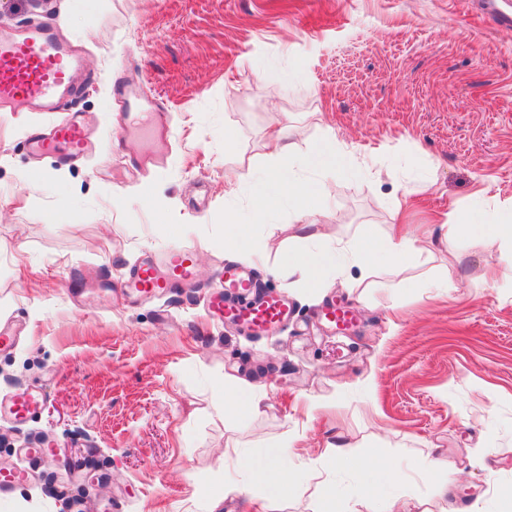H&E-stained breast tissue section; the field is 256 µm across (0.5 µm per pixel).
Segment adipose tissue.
Segmentation results:
<instances>
[{
    "label": "adipose tissue",
    "mask_w": 512,
    "mask_h": 512,
    "mask_svg": "<svg viewBox=\"0 0 512 512\" xmlns=\"http://www.w3.org/2000/svg\"><path fill=\"white\" fill-rule=\"evenodd\" d=\"M336 168V152L327 146L319 147L305 158H297L291 141L290 130L277 131L268 144L263 167L249 169L243 180L250 186L253 202V218L261 220L279 201L288 196L298 214L295 224V240L312 239L315 226L314 202L322 193L321 184L299 179L302 169L332 171ZM418 236L414 233L391 229L377 233L370 227H363L353 242L321 238L316 250H291L284 257L289 275L295 276L305 287H323L322 271L329 266H339L343 254H350L361 267L375 262L402 265L412 260L418 252ZM291 455L289 446L281 444L265 449L261 458L241 460V468L256 483L266 489L267 506H275L288 497V491L295 480L315 483L321 494V512H337L338 504L332 487L322 480L320 473L295 470L288 465Z\"/></svg>",
    "instance_id": "1"
}]
</instances>
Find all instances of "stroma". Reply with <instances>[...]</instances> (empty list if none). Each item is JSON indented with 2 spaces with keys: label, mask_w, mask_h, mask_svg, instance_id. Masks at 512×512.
I'll return each mask as SVG.
<instances>
[{
  "label": "stroma",
  "mask_w": 512,
  "mask_h": 512,
  "mask_svg": "<svg viewBox=\"0 0 512 512\" xmlns=\"http://www.w3.org/2000/svg\"><path fill=\"white\" fill-rule=\"evenodd\" d=\"M0 0V30L47 23L84 51L80 91L96 155L34 160L40 113L0 112V319L24 336L0 350V398L41 393L43 411L0 419V459L23 479L0 512H259L264 493L237 463L270 445L320 467L328 444L401 464L395 512L473 506L502 512L512 491V251L466 230L439 241L455 212L490 223L512 208V28L463 0ZM131 79L169 116L163 165L134 170L112 84ZM295 128L297 155L335 140L318 223L350 241L384 231L392 202L420 232L409 266L387 264L323 288L297 287L266 253L254 268L294 316L269 337L212 320L203 305L227 262L224 211L250 215L227 173L264 163L268 135ZM235 133L225 147L224 131ZM154 186L165 212L131 197ZM282 200L249 245L293 246ZM199 252L194 295L131 304L101 293L148 255ZM449 278L446 288L436 280ZM356 321L331 328L330 302ZM265 395L260 413L224 415L225 380ZM454 473L440 496L442 473ZM239 492L223 496L226 477ZM340 512H369L370 478L329 475Z\"/></svg>",
  "instance_id": "35a3bbf8"
}]
</instances>
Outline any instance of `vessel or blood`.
Returning a JSON list of instances; mask_svg holds the SVG:
<instances>
[{"label": "vessel or blood", "instance_id": "vessel-or-blood-1", "mask_svg": "<svg viewBox=\"0 0 512 512\" xmlns=\"http://www.w3.org/2000/svg\"><path fill=\"white\" fill-rule=\"evenodd\" d=\"M82 65L80 50L60 39L50 27L25 26L0 32V111H57L63 99L75 94L69 73ZM29 144L36 154L68 163L89 147L88 122L82 113H66L50 126L33 129ZM195 265L194 250L180 248L174 255L132 267L125 286L137 298L151 299L191 284ZM257 288L255 278L243 267L225 266L222 288L209 298V314L218 320L236 321L250 334H268L287 321L293 309L283 296L261 294ZM39 409V399L28 393L0 404L1 411L18 421L32 418Z\"/></svg>", "mask_w": 512, "mask_h": 512}]
</instances>
